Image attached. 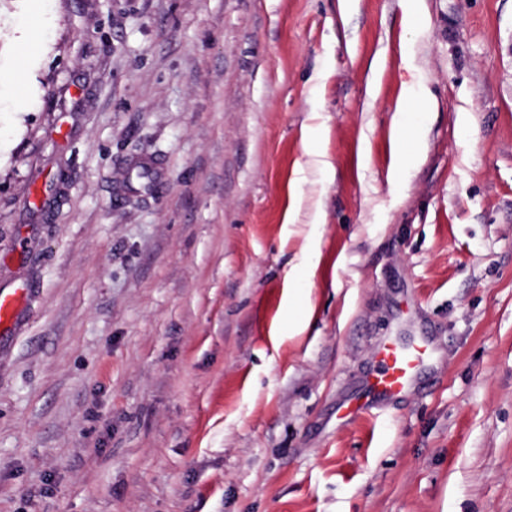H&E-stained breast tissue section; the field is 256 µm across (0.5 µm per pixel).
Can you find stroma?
Masks as SVG:
<instances>
[{
	"label": "stroma",
	"instance_id": "obj_1",
	"mask_svg": "<svg viewBox=\"0 0 512 512\" xmlns=\"http://www.w3.org/2000/svg\"><path fill=\"white\" fill-rule=\"evenodd\" d=\"M17 291L0 512H512V0H0ZM430 350L425 342L405 348L389 342L378 350L379 369L368 380L372 392L382 397H398L407 391Z\"/></svg>",
	"mask_w": 512,
	"mask_h": 512
}]
</instances>
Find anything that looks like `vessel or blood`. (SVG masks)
Instances as JSON below:
<instances>
[{
  "label": "vessel or blood",
  "mask_w": 512,
  "mask_h": 512,
  "mask_svg": "<svg viewBox=\"0 0 512 512\" xmlns=\"http://www.w3.org/2000/svg\"><path fill=\"white\" fill-rule=\"evenodd\" d=\"M430 350L420 342L405 348L389 342L378 350L379 369L368 380L372 392L382 397H398L407 391Z\"/></svg>",
  "instance_id": "obj_1"
}]
</instances>
